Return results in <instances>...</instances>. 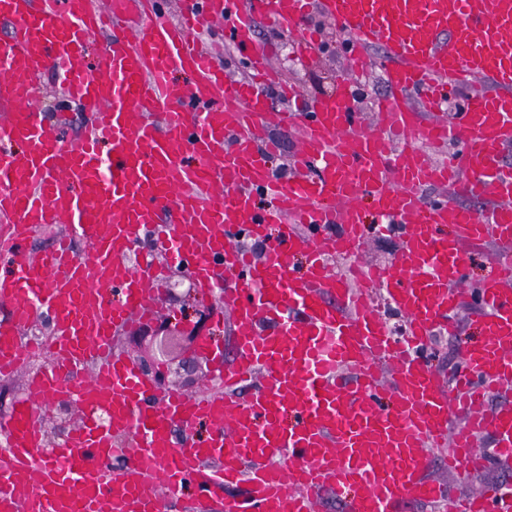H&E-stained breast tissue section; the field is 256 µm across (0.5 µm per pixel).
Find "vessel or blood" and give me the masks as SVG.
<instances>
[{
    "instance_id": "obj_1",
    "label": "vessel or blood",
    "mask_w": 512,
    "mask_h": 512,
    "mask_svg": "<svg viewBox=\"0 0 512 512\" xmlns=\"http://www.w3.org/2000/svg\"><path fill=\"white\" fill-rule=\"evenodd\" d=\"M315 9L345 33L357 73L381 49L389 92L372 122L351 111L347 78L296 115L268 97L278 75L256 15L312 53ZM220 22L246 78L191 43ZM48 74L87 115L73 140L37 105ZM463 86V109L441 120ZM273 121L298 131L302 165L284 176L261 135ZM511 143L512 0H182L175 20L160 0H0L1 378L25 364L24 329L53 322L46 369L0 417V512H156L186 488L238 484L248 492L224 512H319L328 493L342 512H512L511 487L452 500L428 475L440 455L460 474L512 459V408H486L512 383V263L494 259L474 298L462 289L467 248L512 241ZM488 196L494 206L470 208ZM370 219L400 238L394 263L360 261ZM49 228L50 248L29 251ZM145 235L201 292L223 291L231 337L210 347L215 393L157 392L112 345L163 303L164 269L135 256ZM246 238L266 241L264 255ZM336 255L348 274L332 271ZM374 288L405 316L404 345L369 305ZM469 299L481 338L450 382L427 348L456 335ZM48 396L81 419L47 463ZM175 425L207 435L179 448Z\"/></svg>"
}]
</instances>
